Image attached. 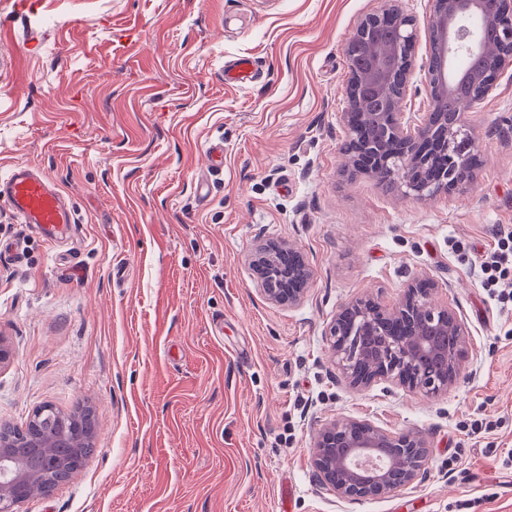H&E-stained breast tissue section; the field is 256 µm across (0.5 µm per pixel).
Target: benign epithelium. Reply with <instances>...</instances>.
I'll return each mask as SVG.
<instances>
[{
  "label": "benign epithelium",
  "instance_id": "benign-epithelium-1",
  "mask_svg": "<svg viewBox=\"0 0 512 512\" xmlns=\"http://www.w3.org/2000/svg\"><path fill=\"white\" fill-rule=\"evenodd\" d=\"M496 29L498 53L475 68L464 67L457 59L483 55V32ZM426 35L441 56V65L426 73L432 111L411 123L401 104L414 72V48L418 31L414 18L396 0H381L380 7L360 18L344 46L345 57L358 47L366 48V62H348L345 86L346 111L342 120L347 141L341 148L344 169L396 186L410 200H424L439 194H453L469 182V155L476 141L465 113L450 126L436 117L448 108V99L461 87L471 90V103L491 93L502 74L512 68V0H435ZM378 125L377 136L362 139L358 127ZM288 249L281 242L257 244L251 264L263 295L272 303L294 306L301 302L313 280L307 260L288 269V285L278 287L267 271ZM437 285L428 277H418L404 288L392 307L379 296L365 294L344 305L330 322L327 336L330 358L343 380L363 389L378 382H390L411 393L436 397L448 392L459 378L468 354L466 327L450 306L434 300ZM456 336L451 348L439 340ZM437 360L440 372L418 367L419 359ZM58 417L54 408L36 409L28 428L19 436L40 449L46 469L35 471L13 451V433L0 426V512H21L39 490L47 495L56 484L53 474L64 464L55 456V438L42 433L43 426ZM391 443L397 457L365 474L355 460L370 457L373 450ZM315 483L345 502L385 498L414 487L427 474V440L414 431L391 433L367 420L340 416L319 428L311 447Z\"/></svg>",
  "mask_w": 512,
  "mask_h": 512
}]
</instances>
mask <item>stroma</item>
<instances>
[{
  "label": "stroma",
  "mask_w": 512,
  "mask_h": 512,
  "mask_svg": "<svg viewBox=\"0 0 512 512\" xmlns=\"http://www.w3.org/2000/svg\"><path fill=\"white\" fill-rule=\"evenodd\" d=\"M31 2L0 0V176L43 171L76 229L47 240L0 201V423L88 408L97 436L23 512H512V304L477 277L512 230V70L468 112L481 163L465 189L412 201L339 152L344 45L379 0ZM398 5L419 32L402 102L419 117L434 0ZM236 57L253 83L225 81ZM260 241L311 265L299 304L260 293ZM421 276L464 318L459 380L435 398L350 388L327 324ZM340 415L424 432L426 479L355 503L319 489L312 438Z\"/></svg>",
  "instance_id": "stroma-1"
}]
</instances>
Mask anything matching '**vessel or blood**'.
<instances>
[{
	"mask_svg": "<svg viewBox=\"0 0 512 512\" xmlns=\"http://www.w3.org/2000/svg\"><path fill=\"white\" fill-rule=\"evenodd\" d=\"M224 74L229 82L239 85L251 83L255 77L251 60L244 57L227 61ZM0 201L9 205L18 220L37 225L47 237L74 229L72 211L64 205L59 191L43 172L31 167L14 166L0 179Z\"/></svg>",
	"mask_w": 512,
	"mask_h": 512,
	"instance_id": "vessel-or-blood-1",
	"label": "vessel or blood"
}]
</instances>
